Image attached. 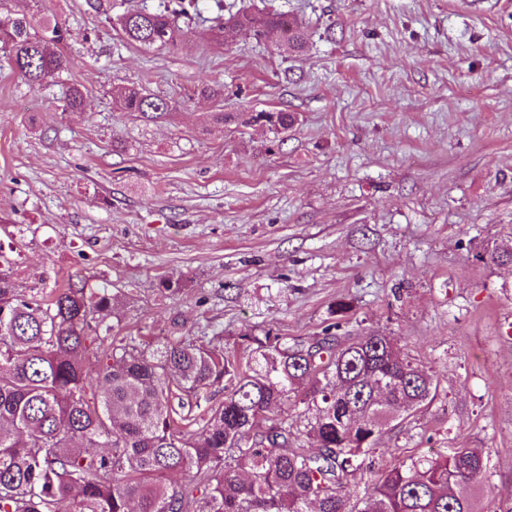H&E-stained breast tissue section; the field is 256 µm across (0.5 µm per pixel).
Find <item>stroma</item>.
<instances>
[{"label":"stroma","instance_id":"35a3bbf8","mask_svg":"<svg viewBox=\"0 0 512 512\" xmlns=\"http://www.w3.org/2000/svg\"><path fill=\"white\" fill-rule=\"evenodd\" d=\"M221 10L293 16L306 47L210 44ZM22 15L70 30L72 66L32 86L0 54V272L107 285L115 333L147 345L391 336L439 395L377 464L484 449L478 504L512 512V264L491 257L512 246V0H196L150 49L92 0L0 7ZM141 85L172 112L113 102ZM280 111L288 129L255 119Z\"/></svg>","mask_w":512,"mask_h":512}]
</instances>
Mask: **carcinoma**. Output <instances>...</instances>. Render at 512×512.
<instances>
[{"label":"carcinoma","mask_w":512,"mask_h":512,"mask_svg":"<svg viewBox=\"0 0 512 512\" xmlns=\"http://www.w3.org/2000/svg\"><path fill=\"white\" fill-rule=\"evenodd\" d=\"M195 0H160L116 18L146 47L177 42ZM275 32L301 51L307 34L284 13L219 14L206 40ZM59 23L34 31L21 17L0 24V50L36 84L71 67ZM126 112L157 119L170 101L143 87H114ZM109 289L70 283L26 295L0 273V512H480L467 494L490 484L482 448H452L375 468L369 454L385 428L432 403L434 374L381 333L337 346L290 347L279 336L248 339L241 362L215 346L173 338L141 348L112 335ZM106 348L95 383L86 363ZM195 401L177 414L172 389ZM228 391L201 406L211 389ZM312 416L291 432L272 418L291 398ZM318 451L301 447L300 436ZM374 472L361 497L351 479Z\"/></svg>","instance_id":"obj_1"}]
</instances>
